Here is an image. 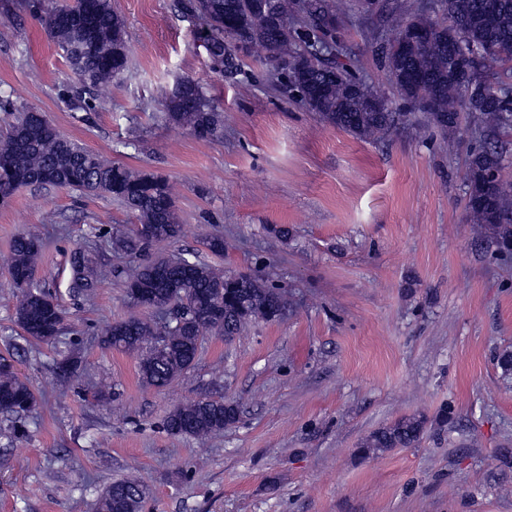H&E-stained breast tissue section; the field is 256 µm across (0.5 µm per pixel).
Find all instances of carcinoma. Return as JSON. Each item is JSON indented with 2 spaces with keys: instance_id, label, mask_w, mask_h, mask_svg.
<instances>
[{
  "instance_id": "carcinoma-1",
  "label": "carcinoma",
  "mask_w": 512,
  "mask_h": 512,
  "mask_svg": "<svg viewBox=\"0 0 512 512\" xmlns=\"http://www.w3.org/2000/svg\"><path fill=\"white\" fill-rule=\"evenodd\" d=\"M345 0H183L184 11L208 24L206 49L213 69L233 76L237 52L263 49L280 66L298 101L321 121L356 137L382 138L406 112L390 103H368L375 91L340 60L322 52L335 42L336 21ZM423 0L391 16L394 39L381 46L384 68L404 103L419 107L448 147L456 143L463 114L480 116L494 129H512V87L494 80L490 66L512 62V0H440L444 18L437 22ZM32 15L62 51L81 89L60 96L84 112L96 111L95 93L112 84L128 67L127 31L112 11L111 0H74L52 4L28 0ZM0 112L14 114L0 137V205L21 188L66 185L107 194L137 220L129 233L115 235L118 252L178 237L182 230L168 182L150 173L111 162L42 127L32 110H19L0 98ZM164 118L197 137L218 140L224 120L199 82L176 83L164 102ZM502 153L484 147L471 154L465 172L468 218L499 248L512 244V180L503 176ZM42 243L32 234L18 236L11 247L8 272L20 290L15 321L26 339L47 342L60 333L63 312L49 302L34 281ZM71 285L90 294L100 271L90 253L70 258ZM126 293L137 306L160 313L164 322L131 315L108 326L101 343L138 356L142 383L164 389L190 370L204 338L214 332L231 339L252 321L280 319L288 300L251 274H227L199 259L159 258L123 271ZM35 392L7 364L0 363V412L21 417L36 409ZM238 419V407L222 398L189 400L174 406L164 427L175 436L202 438L224 432ZM425 419L403 417L366 439L368 449L411 448L425 433ZM145 491L133 479L112 482L101 492L97 512H141Z\"/></svg>"
}]
</instances>
